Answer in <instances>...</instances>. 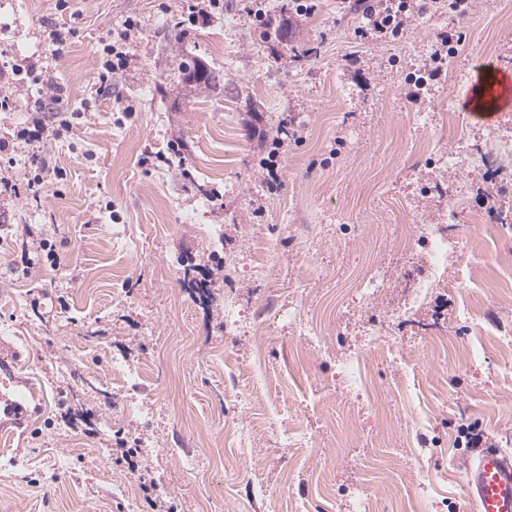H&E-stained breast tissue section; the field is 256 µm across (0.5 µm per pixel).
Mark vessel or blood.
<instances>
[{"label":"vessel or blood","instance_id":"obj_1","mask_svg":"<svg viewBox=\"0 0 512 512\" xmlns=\"http://www.w3.org/2000/svg\"><path fill=\"white\" fill-rule=\"evenodd\" d=\"M471 106L479 108L486 99L498 102L499 111L512 109V74L493 70L489 62H480L471 91ZM25 412L23 404L0 394V428L19 424ZM476 512H512V459L501 452L481 450L464 471Z\"/></svg>","mask_w":512,"mask_h":512}]
</instances>
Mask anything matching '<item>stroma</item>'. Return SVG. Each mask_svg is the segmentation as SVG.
Returning a JSON list of instances; mask_svg holds the SVG:
<instances>
[{"label":"stroma","instance_id":"1","mask_svg":"<svg viewBox=\"0 0 512 512\" xmlns=\"http://www.w3.org/2000/svg\"><path fill=\"white\" fill-rule=\"evenodd\" d=\"M363 22L339 0H0V169L20 188L0 203V358L27 408L0 512H473L464 431L512 456V158L494 141L512 114L472 117L467 78L480 60L512 71V0H429L382 40ZM191 57L216 89H183ZM36 115L54 139L20 137ZM448 151L461 166L438 169ZM48 167L61 178L33 195ZM437 225L448 284L401 316ZM30 230L52 253L27 267ZM232 301L269 336L250 417ZM348 360L375 402L349 392Z\"/></svg>","mask_w":512,"mask_h":512}]
</instances>
